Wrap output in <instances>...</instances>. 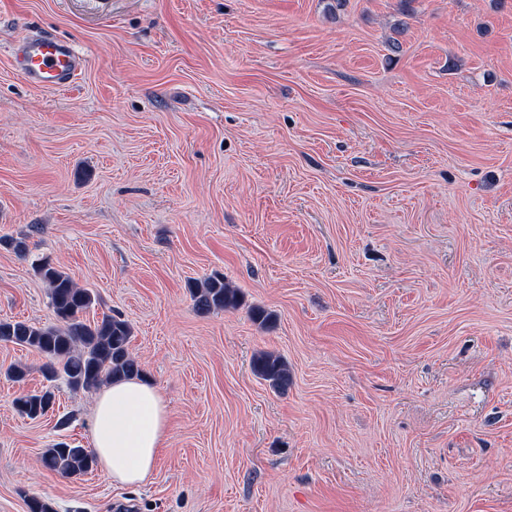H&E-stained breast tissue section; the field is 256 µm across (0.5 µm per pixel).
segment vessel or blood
Listing matches in <instances>:
<instances>
[{
    "label": "vessel or blood",
    "mask_w": 512,
    "mask_h": 512,
    "mask_svg": "<svg viewBox=\"0 0 512 512\" xmlns=\"http://www.w3.org/2000/svg\"><path fill=\"white\" fill-rule=\"evenodd\" d=\"M13 66L32 86L64 90L82 73L85 58L70 42L44 33L18 42L13 51Z\"/></svg>",
    "instance_id": "obj_1"
}]
</instances>
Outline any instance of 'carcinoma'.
<instances>
[{
    "label": "carcinoma",
    "instance_id": "obj_1",
    "mask_svg": "<svg viewBox=\"0 0 512 512\" xmlns=\"http://www.w3.org/2000/svg\"><path fill=\"white\" fill-rule=\"evenodd\" d=\"M35 271L49 288L56 323L0 320V342L36 351L46 359L48 379L61 373L75 389H91L141 375L142 369L129 351L131 327L127 321L107 314L96 322L84 320V314L95 302L94 294L78 287L67 273L45 258L37 260ZM192 297L202 311L235 308L240 303L238 290L218 273L195 284ZM252 369L273 389L288 388L290 371L281 356L261 352L253 358ZM53 400V392L47 389L23 394L14 405L21 415L36 420L48 413ZM42 462L50 470L75 477L91 471L95 458L85 448L60 442L45 452Z\"/></svg>",
    "mask_w": 512,
    "mask_h": 512
}]
</instances>
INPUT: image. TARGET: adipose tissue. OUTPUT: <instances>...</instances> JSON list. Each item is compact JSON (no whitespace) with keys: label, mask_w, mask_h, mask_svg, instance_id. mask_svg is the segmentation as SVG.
I'll return each instance as SVG.
<instances>
[{"label":"adipose tissue","mask_w":512,"mask_h":512,"mask_svg":"<svg viewBox=\"0 0 512 512\" xmlns=\"http://www.w3.org/2000/svg\"><path fill=\"white\" fill-rule=\"evenodd\" d=\"M167 436L168 407L156 387L127 379L100 391L91 443L101 470L114 484L144 483Z\"/></svg>","instance_id":"ef3b65f1"}]
</instances>
